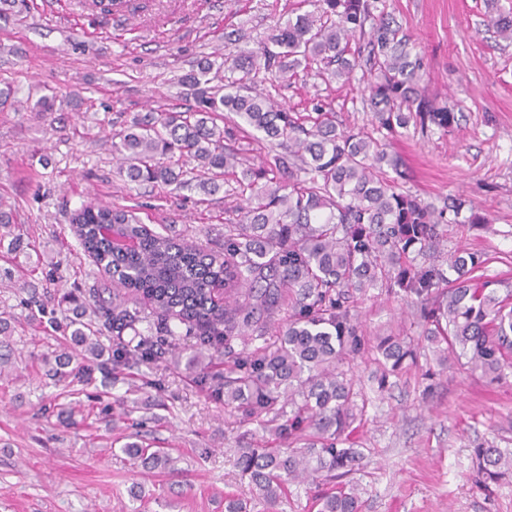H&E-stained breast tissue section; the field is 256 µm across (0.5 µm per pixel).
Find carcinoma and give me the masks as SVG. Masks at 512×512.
I'll return each instance as SVG.
<instances>
[{
  "label": "carcinoma",
  "mask_w": 512,
  "mask_h": 512,
  "mask_svg": "<svg viewBox=\"0 0 512 512\" xmlns=\"http://www.w3.org/2000/svg\"><path fill=\"white\" fill-rule=\"evenodd\" d=\"M489 23L512 40V15L486 0ZM313 10L288 17L256 48L240 47L221 62L206 60L179 79L192 91L184 111L136 114L113 144L118 174L131 184L214 195L232 181L237 222L224 225V250L155 233L131 209L83 204L70 223L84 251L112 278V298L93 303L69 297L77 312L64 325L84 352L99 356L96 335L116 337L139 322L147 334L134 352L155 356L154 337H177L176 321L196 339L187 368L224 401L241 426L255 423L274 444L242 448L236 467L257 498L273 505L293 483L325 485L315 495L317 512H360L349 480L361 465L356 434L363 408L352 365L375 356L378 383L413 365L417 351L394 331L374 340L362 334L354 299L383 288L418 313L423 339L437 365L467 359L484 377L512 374V284L478 274L482 256L460 251L435 255L438 226L482 224L465 202L441 208L398 192L385 168L401 174L400 159L362 131L339 130L335 113L322 104L302 115L280 105L259 87L275 89L297 68L341 78L363 64L374 74L369 102L379 127L389 133L414 124L446 128L455 115L425 94L420 59L389 15H374V0H302ZM370 28L364 48L350 40ZM279 146L257 167L243 166L224 138L253 133ZM103 224H125L135 248L116 253L99 235ZM23 252L14 210L0 203V242ZM432 252L427 263L413 254ZM225 283L224 302L213 288ZM144 298L150 310L126 305ZM134 465L172 469L158 448L135 442L122 448ZM484 486L512 478V450L493 444L473 450Z\"/></svg>",
  "instance_id": "1"
}]
</instances>
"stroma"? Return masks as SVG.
<instances>
[{
  "mask_svg": "<svg viewBox=\"0 0 512 512\" xmlns=\"http://www.w3.org/2000/svg\"><path fill=\"white\" fill-rule=\"evenodd\" d=\"M298 3L140 0L105 18L88 16L78 0H28L23 14L0 19V87L18 90L16 108L0 109V202L43 255L32 272L0 256V272L12 271L0 284V311L16 325L0 365V512H224L225 493L251 497L235 458L258 438L230 426L184 360L138 363L114 383L111 362L99 360L93 382L71 389L42 378L41 358L71 348L50 324L68 312L56 292L77 288L89 298L112 288L71 229L82 204L132 207L150 229L223 244L235 197L127 184L113 136L135 113L191 105L177 79L222 56L226 31L257 46ZM378 3L420 57L426 95L454 112L451 126L386 134L367 105L364 68L330 82L301 72L274 97L304 113L325 104L340 127L386 139L403 161L401 191L437 207L465 199L486 221L441 225L445 255L481 254L484 276L512 280V42L484 26L486 0ZM52 93L54 112H27L29 100ZM47 294L53 311L44 314L30 299ZM358 311L371 338L421 331L412 309L377 289ZM432 366L422 352L383 388L370 378L374 364L355 369L368 459L352 476L362 512H512V479L484 490L472 462L484 442L512 448V376L491 383L454 366L430 379ZM135 432L167 449L185 478L130 468L119 446Z\"/></svg>",
  "mask_w": 512,
  "mask_h": 512,
  "instance_id": "1",
  "label": "stroma"
}]
</instances>
